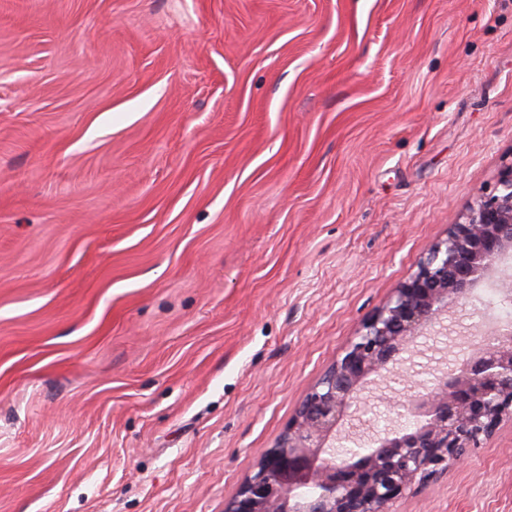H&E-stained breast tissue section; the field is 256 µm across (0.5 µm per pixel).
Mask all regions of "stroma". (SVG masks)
<instances>
[{
	"instance_id": "1",
	"label": "stroma",
	"mask_w": 512,
	"mask_h": 512,
	"mask_svg": "<svg viewBox=\"0 0 512 512\" xmlns=\"http://www.w3.org/2000/svg\"><path fill=\"white\" fill-rule=\"evenodd\" d=\"M511 161L512 0H0V512H224ZM390 512H512V421Z\"/></svg>"
}]
</instances>
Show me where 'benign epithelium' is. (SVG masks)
<instances>
[{
    "label": "benign epithelium",
    "mask_w": 512,
    "mask_h": 512,
    "mask_svg": "<svg viewBox=\"0 0 512 512\" xmlns=\"http://www.w3.org/2000/svg\"><path fill=\"white\" fill-rule=\"evenodd\" d=\"M508 255L512 162L494 193L448 225L445 238L362 323L225 512H389L405 491L463 461L466 449L512 420L511 320L497 322L429 385L419 386L405 366L415 340L441 325L448 309L468 300ZM495 288L512 303V269L499 273ZM372 401L402 409L412 424L336 457V441L358 437Z\"/></svg>",
    "instance_id": "benign-epithelium-1"
}]
</instances>
